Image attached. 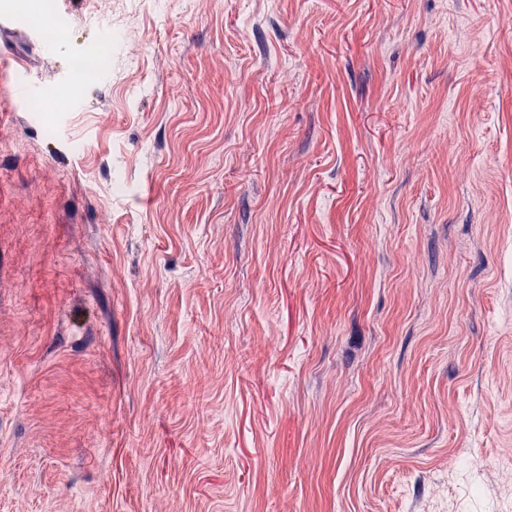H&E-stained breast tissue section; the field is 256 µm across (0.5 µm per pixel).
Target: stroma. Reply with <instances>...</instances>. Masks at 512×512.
I'll return each mask as SVG.
<instances>
[{"mask_svg":"<svg viewBox=\"0 0 512 512\" xmlns=\"http://www.w3.org/2000/svg\"><path fill=\"white\" fill-rule=\"evenodd\" d=\"M90 12L0 0V512H512V0Z\"/></svg>","mask_w":512,"mask_h":512,"instance_id":"obj_1","label":"stroma"}]
</instances>
